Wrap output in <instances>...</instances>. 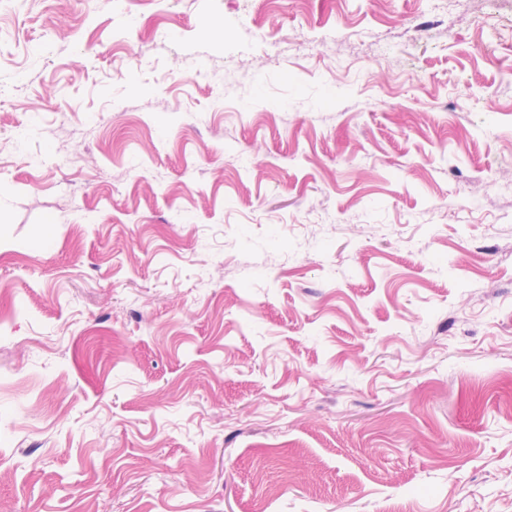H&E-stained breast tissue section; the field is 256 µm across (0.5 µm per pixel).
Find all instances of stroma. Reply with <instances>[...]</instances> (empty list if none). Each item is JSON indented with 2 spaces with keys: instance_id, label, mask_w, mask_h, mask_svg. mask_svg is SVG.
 I'll use <instances>...</instances> for the list:
<instances>
[{
  "instance_id": "1",
  "label": "stroma",
  "mask_w": 512,
  "mask_h": 512,
  "mask_svg": "<svg viewBox=\"0 0 512 512\" xmlns=\"http://www.w3.org/2000/svg\"><path fill=\"white\" fill-rule=\"evenodd\" d=\"M0 502L512 512V0H0Z\"/></svg>"
}]
</instances>
